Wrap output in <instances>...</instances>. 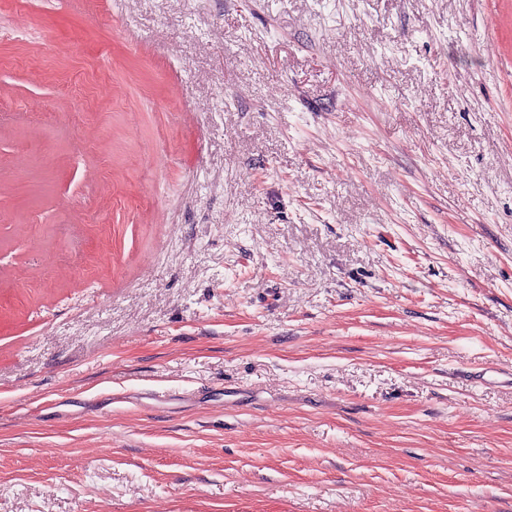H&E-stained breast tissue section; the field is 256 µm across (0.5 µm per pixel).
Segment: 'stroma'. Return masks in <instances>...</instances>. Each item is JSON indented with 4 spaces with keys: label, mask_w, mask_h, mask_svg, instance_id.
<instances>
[{
    "label": "stroma",
    "mask_w": 512,
    "mask_h": 512,
    "mask_svg": "<svg viewBox=\"0 0 512 512\" xmlns=\"http://www.w3.org/2000/svg\"><path fill=\"white\" fill-rule=\"evenodd\" d=\"M2 30L0 512H512V0Z\"/></svg>",
    "instance_id": "stroma-1"
}]
</instances>
